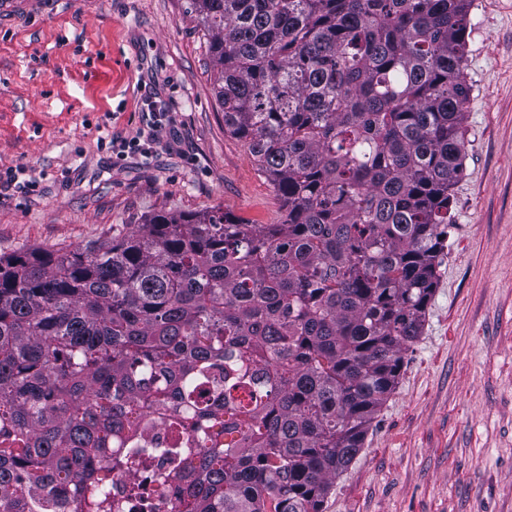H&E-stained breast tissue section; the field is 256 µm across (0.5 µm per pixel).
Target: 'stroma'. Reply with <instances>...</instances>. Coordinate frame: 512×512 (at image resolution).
<instances>
[{"label": "stroma", "instance_id": "obj_1", "mask_svg": "<svg viewBox=\"0 0 512 512\" xmlns=\"http://www.w3.org/2000/svg\"><path fill=\"white\" fill-rule=\"evenodd\" d=\"M465 166L421 336L323 512H512V0L468 16ZM191 0H45L0 28V254L73 251L160 211L275 224L282 203L224 126ZM173 134L122 159L100 137ZM144 112L149 117L150 122L146 125L147 133H143L142 137L134 139L118 141L112 135L109 138V148H112V154H116V158H122L127 151L149 153L150 148L146 145L156 144L159 141V134L170 123L169 113L164 101L157 96H148L143 101ZM141 140L144 144H141Z\"/></svg>", "mask_w": 512, "mask_h": 512}]
</instances>
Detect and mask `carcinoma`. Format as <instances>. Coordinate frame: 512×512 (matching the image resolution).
<instances>
[{
  "mask_svg": "<svg viewBox=\"0 0 512 512\" xmlns=\"http://www.w3.org/2000/svg\"><path fill=\"white\" fill-rule=\"evenodd\" d=\"M472 0H192L278 224L159 212L0 254V508L322 512L421 336L463 172Z\"/></svg>",
  "mask_w": 512,
  "mask_h": 512,
  "instance_id": "carcinoma-1",
  "label": "carcinoma"
}]
</instances>
